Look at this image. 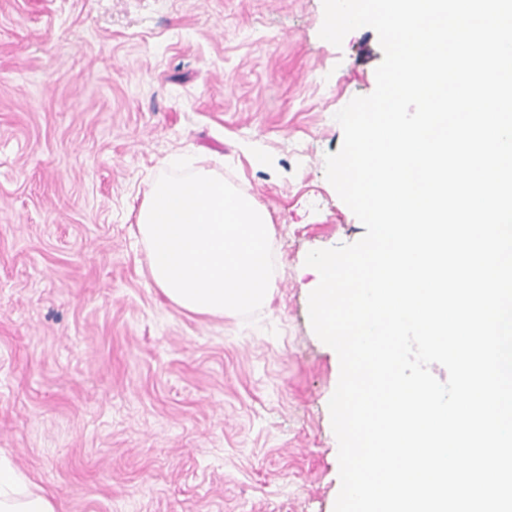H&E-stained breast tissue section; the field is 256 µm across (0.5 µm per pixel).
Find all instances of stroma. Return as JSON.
<instances>
[{
  "mask_svg": "<svg viewBox=\"0 0 512 512\" xmlns=\"http://www.w3.org/2000/svg\"><path fill=\"white\" fill-rule=\"evenodd\" d=\"M322 0H0V458L57 512H333L336 352L309 251L365 228L325 174L378 35ZM204 160L273 226L250 319L153 282L137 214Z\"/></svg>",
  "mask_w": 512,
  "mask_h": 512,
  "instance_id": "obj_1",
  "label": "stroma"
}]
</instances>
